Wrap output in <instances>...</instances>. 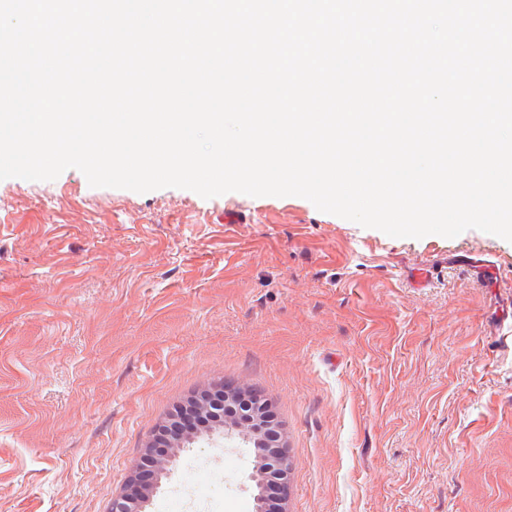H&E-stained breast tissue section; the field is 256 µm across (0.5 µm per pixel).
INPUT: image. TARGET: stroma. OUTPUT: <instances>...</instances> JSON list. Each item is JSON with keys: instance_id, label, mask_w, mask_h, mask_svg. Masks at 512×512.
Returning <instances> with one entry per match:
<instances>
[{"instance_id": "1", "label": "stroma", "mask_w": 512, "mask_h": 512, "mask_svg": "<svg viewBox=\"0 0 512 512\" xmlns=\"http://www.w3.org/2000/svg\"><path fill=\"white\" fill-rule=\"evenodd\" d=\"M472 249L512 268L495 235L394 238L300 197L0 180V512H111L227 382L280 426L285 512H512V280ZM254 476L253 449L200 438L146 512H254ZM161 428L164 430V437L167 446L170 448L184 447L185 443L194 438L190 433L191 430L187 429V422L182 421L178 416L171 418Z\"/></svg>"}]
</instances>
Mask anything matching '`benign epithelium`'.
Masks as SVG:
<instances>
[{"mask_svg": "<svg viewBox=\"0 0 512 512\" xmlns=\"http://www.w3.org/2000/svg\"><path fill=\"white\" fill-rule=\"evenodd\" d=\"M221 398L212 400L202 396L194 404V409L207 411L217 417V425L222 427L224 438H238L255 451L257 512H266L269 495L275 493L282 501L286 500L290 484L288 470V449L284 447L281 433L268 412V405L260 395L250 393L247 411L233 413V404L240 395L237 389L222 387ZM167 446L179 448L192 440L187 422L173 417L163 425ZM175 459L173 454L157 453L148 449L144 461L130 481L126 493L112 499V512H145V504L158 484L159 478L169 471Z\"/></svg>", "mask_w": 512, "mask_h": 512, "instance_id": "obj_1", "label": "benign epithelium"}]
</instances>
